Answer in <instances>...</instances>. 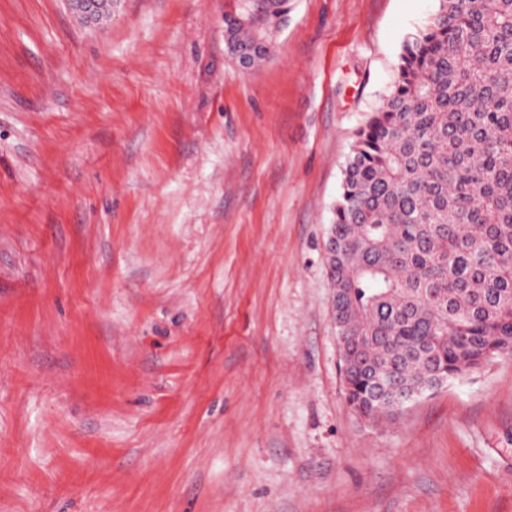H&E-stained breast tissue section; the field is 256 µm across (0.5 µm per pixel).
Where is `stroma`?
<instances>
[{"label": "stroma", "instance_id": "obj_1", "mask_svg": "<svg viewBox=\"0 0 512 512\" xmlns=\"http://www.w3.org/2000/svg\"><path fill=\"white\" fill-rule=\"evenodd\" d=\"M0 0V512H512V355L369 421L326 241L435 0ZM289 2L239 0L224 11L225 49L240 68L250 69L271 56L272 38L288 18Z\"/></svg>", "mask_w": 512, "mask_h": 512}]
</instances>
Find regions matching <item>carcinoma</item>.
<instances>
[{
	"label": "carcinoma",
	"instance_id": "1",
	"mask_svg": "<svg viewBox=\"0 0 512 512\" xmlns=\"http://www.w3.org/2000/svg\"><path fill=\"white\" fill-rule=\"evenodd\" d=\"M289 0H239L224 44L272 54ZM326 244L344 393L371 420L512 354V0H436L356 132Z\"/></svg>",
	"mask_w": 512,
	"mask_h": 512
}]
</instances>
